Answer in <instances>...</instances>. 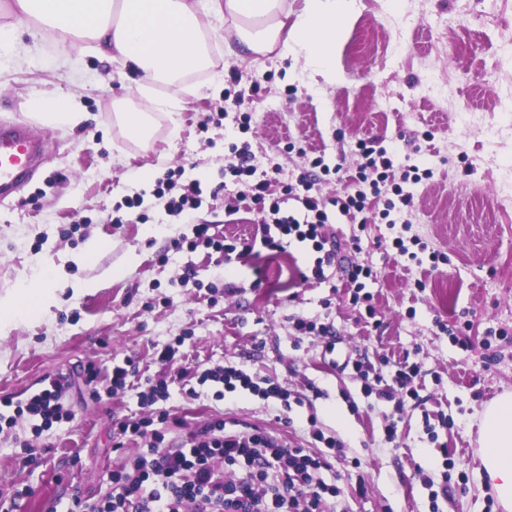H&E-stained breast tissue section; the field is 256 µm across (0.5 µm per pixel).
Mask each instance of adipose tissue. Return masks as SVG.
<instances>
[{"mask_svg": "<svg viewBox=\"0 0 512 512\" xmlns=\"http://www.w3.org/2000/svg\"><path fill=\"white\" fill-rule=\"evenodd\" d=\"M31 18V36L51 37L55 60L68 64L72 49L90 46L101 58L123 66L121 79H134L138 90L163 83V111L179 103L185 76L210 70V40L225 28L253 55L278 52L281 58L305 59L325 80L336 78V44L354 12L355 0H304L296 17L288 0H16ZM47 270L25 278L17 293L0 300V330L32 306L48 299ZM481 463L499 506L512 512V393L502 395L482 414Z\"/></svg>", "mask_w": 512, "mask_h": 512, "instance_id": "ef3b65f1", "label": "adipose tissue"}]
</instances>
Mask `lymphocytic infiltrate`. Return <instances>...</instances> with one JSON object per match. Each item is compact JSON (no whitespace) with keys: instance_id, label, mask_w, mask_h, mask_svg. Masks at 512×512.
<instances>
[{"instance_id":"obj_1","label":"lymphocytic infiltrate","mask_w":512,"mask_h":512,"mask_svg":"<svg viewBox=\"0 0 512 512\" xmlns=\"http://www.w3.org/2000/svg\"><path fill=\"white\" fill-rule=\"evenodd\" d=\"M364 164L353 178V190L345 196L323 201L307 193L306 175L295 182L282 183L281 202L268 203L270 183L257 177V168L248 144L231 145L226 171L243 184V199L249 200L257 212H271L272 221H260L256 235L241 245H224L225 255H248L255 249L277 252L297 241L310 243L316 253L311 274L324 280L326 267L336 261L335 249L329 248L321 229L328 219L327 206L341 212L364 208L367 189H378L391 183L394 194L402 205H409L411 197L405 192L408 182H419V173L411 167L395 169L386 148H363ZM174 171L156 178L150 194L165 200L174 214H192L200 207L203 190L193 183L187 193L173 196L176 186ZM295 200V210L282 209V201ZM354 368L364 383L366 393L392 403L395 411H402L401 390L407 389L419 375L418 365L399 362L390 380L373 387L370 370L362 362ZM200 383L214 382L225 392L249 391L262 399L280 402L279 417L289 420L292 409L287 389L275 382H262L242 366H217L204 371ZM69 387L67 375L52 378L50 388L32 395L25 405L16 407L6 425L29 416L41 419L43 424L62 418L64 406L60 395ZM119 437L139 442L140 453L129 466L112 474L110 492L101 500L88 502L77 497L71 512H328L329 499L338 497L336 486L327 484L321 472L330 468V460L342 447L339 439L311 429L315 449L292 446L268 434L265 428L254 425L243 430H232L228 421L219 418L188 432L179 440L165 442L163 435L152 430L150 420L123 419L115 424Z\"/></svg>"}]
</instances>
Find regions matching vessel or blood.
<instances>
[{"label":"vessel or blood","instance_id":"obj_1","mask_svg":"<svg viewBox=\"0 0 512 512\" xmlns=\"http://www.w3.org/2000/svg\"><path fill=\"white\" fill-rule=\"evenodd\" d=\"M43 151L28 123H0V200L15 198L33 175Z\"/></svg>","mask_w":512,"mask_h":512}]
</instances>
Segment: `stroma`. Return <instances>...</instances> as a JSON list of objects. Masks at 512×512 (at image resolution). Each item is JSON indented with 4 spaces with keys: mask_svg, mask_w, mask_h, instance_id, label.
<instances>
[{
    "mask_svg": "<svg viewBox=\"0 0 512 512\" xmlns=\"http://www.w3.org/2000/svg\"><path fill=\"white\" fill-rule=\"evenodd\" d=\"M17 31L31 51L0 67V121L31 124L44 152L17 197L0 202V297L41 270L58 276L48 284L50 306L0 333V401L61 372L72 385L67 418L39 433L26 419L0 432V512H69L74 497L106 495L116 466L137 451L134 442L118 444L112 421L146 416L140 393L160 380L170 397L155 408L170 413L160 426L169 441L224 416L294 446L313 427L341 440L345 458H360L366 486L362 496L352 490L342 460L325 472L343 489L347 512H501L478 444L488 398L512 392V202L500 201L512 194V55L503 51L512 45V0H355L332 82L305 61L231 55L212 40L213 72L171 115L154 103L165 86L134 93L118 76L120 63L88 48L57 68L50 41L32 39L23 21ZM64 95L75 96L84 122L53 127L37 117L33 100ZM120 109L149 114L150 143L114 122ZM241 112L251 118L244 134ZM362 140L396 145V164L433 174L407 184L412 202L398 212H387L393 193L381 186L368 197L363 226L328 208L324 236L341 251L325 281L307 279L316 254L298 242L228 265L202 245L171 249V240L193 239L197 223L229 242L253 234L260 216L224 172L230 144L250 143L272 194L305 171L315 193L331 197L349 191ZM317 157L323 167H312ZM145 168L158 177L178 171L181 192L200 181L206 195L193 224L152 197L140 210L123 207ZM398 238L413 260L395 262ZM93 239L103 249L80 262ZM189 264L197 278L184 284ZM353 264L373 271L371 304L350 301L345 269ZM225 282L233 291L222 290ZM297 316L333 326V358L320 337L297 340ZM462 338L469 350L460 349ZM174 344V360L158 364L156 351ZM404 354L420 376L391 441V403L365 396L353 368L338 363L376 366ZM128 358L136 376L110 393L113 364ZM225 363L246 364L291 395L312 383L324 396L294 406L287 425L275 419L277 401L245 392L227 403L216 385L199 384L204 370ZM442 412L453 427L428 430L426 416Z\"/></svg>",
    "mask_w": 512,
    "mask_h": 512,
    "instance_id": "35a3bbf8",
    "label": "stroma"
}]
</instances>
